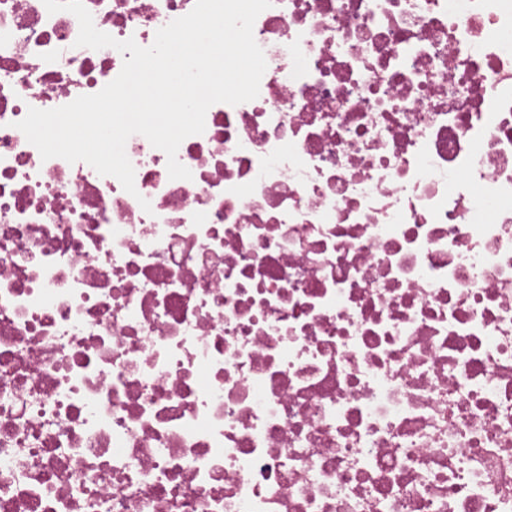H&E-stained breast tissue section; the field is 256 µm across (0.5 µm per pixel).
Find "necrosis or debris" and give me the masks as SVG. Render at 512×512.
<instances>
[{
	"label": "necrosis or debris",
	"mask_w": 512,
	"mask_h": 512,
	"mask_svg": "<svg viewBox=\"0 0 512 512\" xmlns=\"http://www.w3.org/2000/svg\"><path fill=\"white\" fill-rule=\"evenodd\" d=\"M78 34L0 0V512H512V0H273L133 195L16 127L120 73Z\"/></svg>",
	"instance_id": "4bbe7bcc"
}]
</instances>
